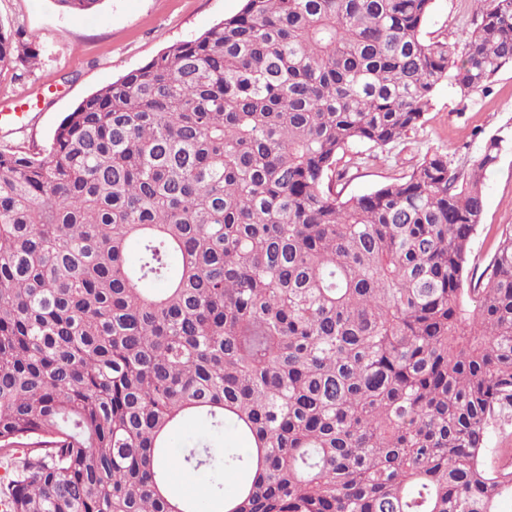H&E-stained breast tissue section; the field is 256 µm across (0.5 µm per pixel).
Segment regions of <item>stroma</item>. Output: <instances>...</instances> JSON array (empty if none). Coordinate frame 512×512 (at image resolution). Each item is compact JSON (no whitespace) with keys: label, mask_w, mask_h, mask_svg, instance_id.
<instances>
[{"label":"stroma","mask_w":512,"mask_h":512,"mask_svg":"<svg viewBox=\"0 0 512 512\" xmlns=\"http://www.w3.org/2000/svg\"><path fill=\"white\" fill-rule=\"evenodd\" d=\"M241 7L242 0H104L96 12L73 13L56 0H0V22L24 32L40 48L37 68L0 74V111L24 115L22 128L0 126V148L41 151L86 96L172 44L200 36ZM478 20L474 0H435L423 35L460 45ZM493 136L502 148L484 179L485 211L468 264L475 273L486 272L502 231L512 227L511 66L483 92L464 95L440 86L424 125L388 149L354 146L343 194L360 195L402 178L428 153L443 154L450 167L467 170Z\"/></svg>","instance_id":"stroma-1"}]
</instances>
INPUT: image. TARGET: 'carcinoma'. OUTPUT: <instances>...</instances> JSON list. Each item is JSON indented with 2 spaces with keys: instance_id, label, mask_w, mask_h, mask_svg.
Listing matches in <instances>:
<instances>
[{
  "instance_id": "carcinoma-1",
  "label": "carcinoma",
  "mask_w": 512,
  "mask_h": 512,
  "mask_svg": "<svg viewBox=\"0 0 512 512\" xmlns=\"http://www.w3.org/2000/svg\"><path fill=\"white\" fill-rule=\"evenodd\" d=\"M476 2L459 47L424 38L434 0H245L88 95L42 151L0 150L7 512H497L512 496V465L487 463L512 420V228L464 277L501 140L465 172L436 152L337 189L353 145L384 150L439 85L478 92L512 66V0ZM38 56L0 23V71ZM175 465L208 474L211 498L174 495Z\"/></svg>"
}]
</instances>
